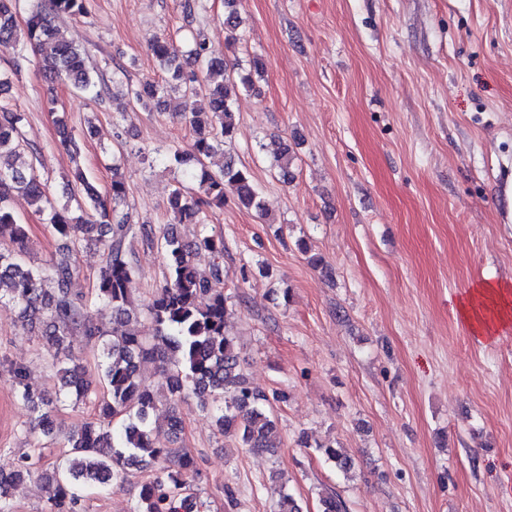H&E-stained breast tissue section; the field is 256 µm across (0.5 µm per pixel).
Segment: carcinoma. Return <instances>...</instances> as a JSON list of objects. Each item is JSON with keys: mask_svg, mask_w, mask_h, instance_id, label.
<instances>
[{"mask_svg": "<svg viewBox=\"0 0 512 512\" xmlns=\"http://www.w3.org/2000/svg\"><path fill=\"white\" fill-rule=\"evenodd\" d=\"M27 3L26 19L19 24L21 3ZM86 11L85 0H0V50L12 54L10 69L0 70V90L21 72L28 54L37 56L49 77L95 98L100 96L98 71L91 68L79 46L61 40L57 29L63 17L76 19ZM242 26L235 0H224V27L234 34ZM163 80H145L127 87L136 105L156 107L168 92L180 90L191 100L190 111L182 118L192 130L188 146L174 145L159 154L158 160L183 170L188 186L179 181L169 197L173 223L158 227L132 224L127 205L128 188L112 167L111 199L102 197L82 170L63 177L65 189L80 188L83 201L76 207H57L46 193L37 174L42 152L30 147L24 159L20 123L22 114L0 98V305L18 310L24 329L42 326L41 336L60 348L74 331L86 337L93 348L94 370L72 360L53 364L57 379L56 398L34 395L23 384L24 370L12 371V387L32 412L27 432L50 437L54 433L51 412L55 403L73 404L94 398L98 421L68 436V453L45 476L50 512H81L87 486L106 484L109 479H125L130 469L148 472L135 512H184L189 496L186 476L198 471L190 453L160 444V428L151 413L165 395L175 401L193 394L210 404L216 425L226 438L242 448L273 451L271 438L277 420L267 396L254 391L240 368L239 352L225 330L227 297L224 282V237L204 224L205 210L222 207L227 197L237 205L264 214V207L250 171L228 157L217 174L209 172L205 160L237 132L236 111L223 59L213 56L204 34L196 32L182 51L170 39L155 36L148 46ZM198 70L187 71L183 57ZM265 71V62L255 56L249 69L237 73L247 91L255 88L254 77ZM60 143L76 156L85 139L94 135L88 126L78 137L59 125ZM273 165L283 179L290 176L294 159L285 139H272L269 150ZM25 195L39 213L49 212L55 236L67 241L66 249L51 257L44 267L27 263L30 245L27 225L10 208L14 193ZM178 224H199L195 240L183 241L175 232ZM141 235L157 243L163 254L167 275L146 306L156 326V335L140 336L129 329L109 333L93 314L103 302L112 308V321L130 322L132 277L135 266L128 256V239ZM85 246L98 248L105 265L95 284L94 298L83 299L71 289L78 268L75 255ZM210 256L208 270L195 262L200 253ZM171 362L162 369L161 384L154 388L142 383V366ZM326 460L348 473L352 459L346 450L329 441L316 444ZM41 470L40 460L26 459L5 469L0 467V512H13L9 502L12 487ZM321 512H346V503L334 492L321 499Z\"/></svg>", "mask_w": 512, "mask_h": 512, "instance_id": "cac0c4a2", "label": "carcinoma"}]
</instances>
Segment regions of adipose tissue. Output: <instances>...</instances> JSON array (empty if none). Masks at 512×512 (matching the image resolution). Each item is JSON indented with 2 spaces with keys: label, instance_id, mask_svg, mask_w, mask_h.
Returning a JSON list of instances; mask_svg holds the SVG:
<instances>
[{
  "label": "adipose tissue",
  "instance_id": "obj_1",
  "mask_svg": "<svg viewBox=\"0 0 512 512\" xmlns=\"http://www.w3.org/2000/svg\"><path fill=\"white\" fill-rule=\"evenodd\" d=\"M460 315L480 336L512 324V285L488 283L475 289L460 305Z\"/></svg>",
  "mask_w": 512,
  "mask_h": 512
}]
</instances>
